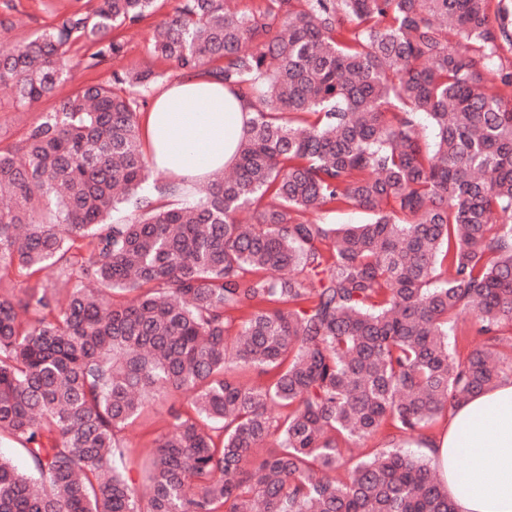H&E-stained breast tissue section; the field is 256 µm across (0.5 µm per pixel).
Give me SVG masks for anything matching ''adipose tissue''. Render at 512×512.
Returning <instances> with one entry per match:
<instances>
[{
  "label": "adipose tissue",
  "instance_id": "adipose-tissue-1",
  "mask_svg": "<svg viewBox=\"0 0 512 512\" xmlns=\"http://www.w3.org/2000/svg\"><path fill=\"white\" fill-rule=\"evenodd\" d=\"M251 108L218 81L185 73L143 118L153 168L188 182L232 167ZM458 512H512V380L449 409L430 441Z\"/></svg>",
  "mask_w": 512,
  "mask_h": 512
}]
</instances>
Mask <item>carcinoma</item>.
I'll list each match as a JSON object with an SVG mask.
<instances>
[{"label": "carcinoma", "instance_id": "obj_1", "mask_svg": "<svg viewBox=\"0 0 512 512\" xmlns=\"http://www.w3.org/2000/svg\"><path fill=\"white\" fill-rule=\"evenodd\" d=\"M157 2L1 41L8 104L55 95L78 46L86 69L122 58ZM491 2L181 0L153 55L254 108L190 202L168 179L141 195L151 70L80 85L0 144V279L45 274L0 288V438L28 461L0 457V512H457L406 445L512 378V0ZM350 208L367 219L313 217ZM168 391L187 407L137 481L120 433Z\"/></svg>", "mask_w": 512, "mask_h": 512}]
</instances>
